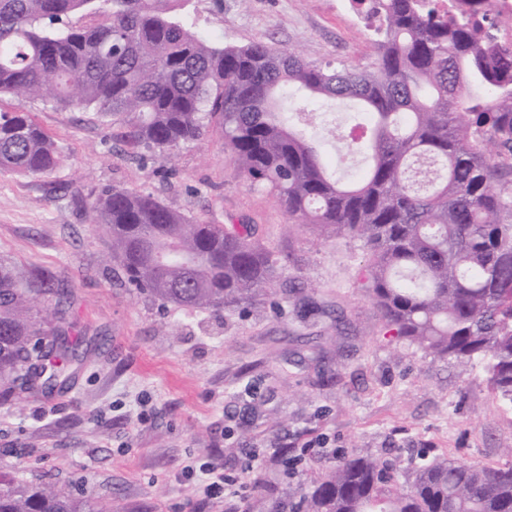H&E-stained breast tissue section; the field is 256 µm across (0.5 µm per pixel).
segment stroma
Masks as SVG:
<instances>
[{"label": "stroma", "instance_id": "stroma-1", "mask_svg": "<svg viewBox=\"0 0 512 512\" xmlns=\"http://www.w3.org/2000/svg\"><path fill=\"white\" fill-rule=\"evenodd\" d=\"M187 21L214 44L263 40L307 60L366 67L377 42L336 0H192ZM325 162L363 167L332 137L358 121L347 101L309 102ZM63 159L45 177L0 171V259L55 273L65 325L83 361L64 393L0 402V474L86 494L112 512H189L200 467L219 459L251 494L261 478L292 512L333 466L318 443L354 452L426 450L512 462V408L475 365L433 358L387 333L367 291L359 242L290 223L270 189L253 186L220 127L174 157L112 141L108 123L75 108L29 104ZM120 186L162 198L189 218L247 224L288 259L293 291L233 312L183 309L132 292L113 272L107 235L88 203ZM271 448L298 457L270 461Z\"/></svg>", "mask_w": 512, "mask_h": 512}]
</instances>
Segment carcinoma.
I'll list each match as a JSON object with an SVG mask.
<instances>
[{"instance_id":"obj_1","label":"carcinoma","mask_w":512,"mask_h":512,"mask_svg":"<svg viewBox=\"0 0 512 512\" xmlns=\"http://www.w3.org/2000/svg\"><path fill=\"white\" fill-rule=\"evenodd\" d=\"M191 0H0V170L51 174L52 135L26 109L78 108L115 141L172 156L210 124L247 180L275 192L290 218L371 252L368 293L385 328L439 359L479 362L512 406V49L469 17L429 0H371L375 61L312 62L262 41L213 44L188 26ZM294 87L347 99L371 116L344 138L369 167L345 183L326 170L277 107ZM91 223L131 291L191 309L232 312L277 293L288 257L247 224L191 220L159 197L103 188ZM67 291L44 269L0 260V380L47 395L81 361L63 327ZM35 296L56 299L50 312ZM296 512H512V463L425 454L354 453L326 470ZM0 512H111L88 496L0 475Z\"/></svg>"}]
</instances>
